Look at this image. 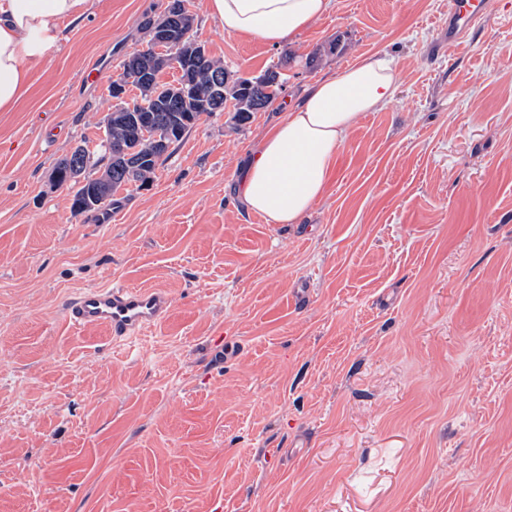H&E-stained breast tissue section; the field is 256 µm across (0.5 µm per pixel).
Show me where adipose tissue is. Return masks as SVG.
Listing matches in <instances>:
<instances>
[{
  "mask_svg": "<svg viewBox=\"0 0 512 512\" xmlns=\"http://www.w3.org/2000/svg\"><path fill=\"white\" fill-rule=\"evenodd\" d=\"M331 0H207L225 33L280 46ZM89 0H0V111L19 100L33 71L62 39L60 22L83 20ZM393 61L368 58L315 81L251 154L236 188L246 211L271 224L299 223L325 194L335 157L359 116L393 100Z\"/></svg>",
  "mask_w": 512,
  "mask_h": 512,
  "instance_id": "1",
  "label": "adipose tissue"
}]
</instances>
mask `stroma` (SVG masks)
Segmentation results:
<instances>
[{
    "label": "stroma",
    "mask_w": 512,
    "mask_h": 512,
    "mask_svg": "<svg viewBox=\"0 0 512 512\" xmlns=\"http://www.w3.org/2000/svg\"><path fill=\"white\" fill-rule=\"evenodd\" d=\"M168 3L89 0L0 112V512H512V0L449 55L448 0H331L278 48L186 0L211 57L281 92L74 215L54 168L82 143L98 172L110 86ZM370 56L400 84L326 196L301 224L247 214L254 146ZM102 284L170 314L118 346L70 326Z\"/></svg>",
    "instance_id": "1"
}]
</instances>
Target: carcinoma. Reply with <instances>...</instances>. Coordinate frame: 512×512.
<instances>
[{
	"mask_svg": "<svg viewBox=\"0 0 512 512\" xmlns=\"http://www.w3.org/2000/svg\"><path fill=\"white\" fill-rule=\"evenodd\" d=\"M180 37L165 52L155 51V45L139 51L123 62L120 78H133V86L140 92V98L133 99V108L119 106L112 112V124L104 128L101 139V155L98 163L107 174L104 186L105 202L97 206L102 209L109 205L112 195L124 187L136 184L149 185L157 170L169 155H157L148 138L134 140L138 128L131 125V116L139 113L156 130L167 128L178 120L182 134L189 130L203 115L222 112L232 107L240 119L246 121L254 112L266 109L281 89L280 73L269 69L255 79L235 76L224 67V63L208 58L209 68L195 70L181 62V55L195 40V17L181 16ZM178 61L181 69L179 82L175 85L159 81L160 73L173 68L171 61ZM61 184L72 190L71 208L77 214L91 211L83 206L89 190L99 184V179L86 177L84 181L61 180Z\"/></svg>",
	"mask_w": 512,
	"mask_h": 512,
	"instance_id": "obj_1",
	"label": "carcinoma"
}]
</instances>
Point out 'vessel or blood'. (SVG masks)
Wrapping results in <instances>:
<instances>
[{"label": "vessel or blood", "mask_w": 512, "mask_h": 512, "mask_svg": "<svg viewBox=\"0 0 512 512\" xmlns=\"http://www.w3.org/2000/svg\"><path fill=\"white\" fill-rule=\"evenodd\" d=\"M494 0H450L448 46L463 41L494 8ZM168 295L157 288L99 286L68 300L64 315L74 326H104L112 343L123 344L165 320Z\"/></svg>", "instance_id": "vessel-or-blood-1"}]
</instances>
